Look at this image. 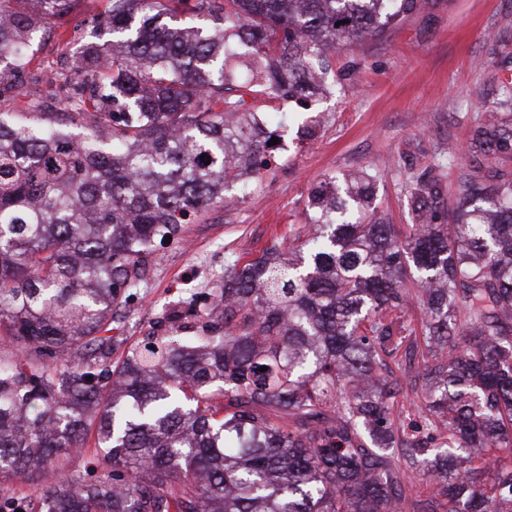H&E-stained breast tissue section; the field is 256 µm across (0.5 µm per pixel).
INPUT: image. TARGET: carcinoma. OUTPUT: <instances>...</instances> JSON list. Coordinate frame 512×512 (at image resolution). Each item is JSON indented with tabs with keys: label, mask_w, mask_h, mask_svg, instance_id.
Here are the masks:
<instances>
[{
	"label": "carcinoma",
	"mask_w": 512,
	"mask_h": 512,
	"mask_svg": "<svg viewBox=\"0 0 512 512\" xmlns=\"http://www.w3.org/2000/svg\"><path fill=\"white\" fill-rule=\"evenodd\" d=\"M34 2L0 11V73L71 0ZM110 2L70 130L0 118V479L84 453L93 430L110 472L60 476L40 512H512V79L455 211L437 163L402 234L370 212L374 177L323 181L301 245L228 262L202 335L114 359L112 307L154 243L274 161L244 96L320 95L336 44L420 0ZM401 351L423 369L410 436L391 417ZM418 457L435 461L422 501L401 467Z\"/></svg>",
	"instance_id": "carcinoma-1"
}]
</instances>
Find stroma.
I'll use <instances>...</instances> for the list:
<instances>
[{"label":"stroma","instance_id":"stroma-1","mask_svg":"<svg viewBox=\"0 0 512 512\" xmlns=\"http://www.w3.org/2000/svg\"><path fill=\"white\" fill-rule=\"evenodd\" d=\"M110 8L109 0H73L63 19L47 22L18 67L0 77V113L66 111L59 88L85 42L108 40L102 23ZM504 53L512 54V0H425L382 36L332 51L319 97L247 99L246 110L279 136L272 169L190 217L181 239L157 243L146 281L123 295L113 315V336L127 348L153 331L198 334V313L210 307L227 260L260 256L306 224L321 181L351 171L376 175L372 207L402 230L411 221L410 189L453 146L458 160L440 174L455 200L473 161V126L503 97L495 61ZM351 62L357 70L349 76ZM316 114L324 117L316 137L300 138L299 125Z\"/></svg>","mask_w":512,"mask_h":512}]
</instances>
